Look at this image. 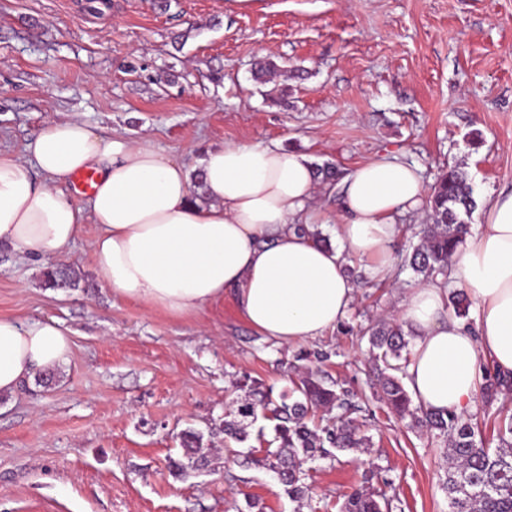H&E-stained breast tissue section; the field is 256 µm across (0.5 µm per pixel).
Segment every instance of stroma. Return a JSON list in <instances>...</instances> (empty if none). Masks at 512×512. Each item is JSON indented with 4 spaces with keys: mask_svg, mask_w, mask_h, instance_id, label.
<instances>
[{
    "mask_svg": "<svg viewBox=\"0 0 512 512\" xmlns=\"http://www.w3.org/2000/svg\"><path fill=\"white\" fill-rule=\"evenodd\" d=\"M278 68L288 102L267 101L256 60ZM77 119L111 138L149 139L198 165L223 143L282 146L340 173L382 152L420 168L425 187L459 166L477 204L512 188V0H0V148L22 154L47 123ZM83 225L60 264L74 289L46 286L51 258L0 249V316L54 318L72 333L51 387L0 399V512H339L382 476L396 512H448L444 446L397 421L376 396L359 329L394 316L411 269L359 276L346 318L319 340L279 346L232 298L186 316L124 301L101 286ZM321 369L372 415L368 447L312 463L296 505L272 472L224 448L233 383L291 388ZM209 440L221 465L178 477L177 437Z\"/></svg>",
    "mask_w": 512,
    "mask_h": 512,
    "instance_id": "1",
    "label": "stroma"
}]
</instances>
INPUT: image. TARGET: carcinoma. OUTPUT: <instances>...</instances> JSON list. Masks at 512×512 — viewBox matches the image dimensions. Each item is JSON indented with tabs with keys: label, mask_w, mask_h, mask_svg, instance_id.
<instances>
[{
	"label": "carcinoma",
	"mask_w": 512,
	"mask_h": 512,
	"mask_svg": "<svg viewBox=\"0 0 512 512\" xmlns=\"http://www.w3.org/2000/svg\"><path fill=\"white\" fill-rule=\"evenodd\" d=\"M432 223L421 229V242L405 254L404 264L424 278L448 273V261L469 233V216L477 203L466 173L451 167L443 173L428 197ZM45 284L51 288H76L80 277L68 267L49 268ZM452 313L459 319L469 315L465 292L450 298ZM368 337L370 351L380 367L381 400L399 419H410L446 447L448 512H512V416L498 425V446L491 450L483 441L477 424L455 414H440L414 402L403 384L410 360V340L402 325L379 319L361 330ZM243 396L236 400L232 419L224 420V438L236 443L250 439L266 442L264 456H252L253 446L244 451L245 459L274 473L284 492L298 503L306 499L305 466L318 457L334 458L336 453L365 448L369 437L364 422L354 417L362 408L348 399V393L335 381L327 382L320 371L309 370L292 381V388L274 394L273 387L248 376L234 383ZM512 393V377L487 372L481 387L486 404ZM323 407L338 410L336 421L321 428L310 426L311 412ZM272 423L273 438L265 440V425ZM181 458L171 467L183 475L211 465L214 454L204 446L203 435L192 428L179 435ZM393 499L381 488L362 487L350 493L340 512H392Z\"/></svg>",
	"instance_id": "cac0c4a2"
}]
</instances>
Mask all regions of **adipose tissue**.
<instances>
[{
  "mask_svg": "<svg viewBox=\"0 0 512 512\" xmlns=\"http://www.w3.org/2000/svg\"><path fill=\"white\" fill-rule=\"evenodd\" d=\"M26 152L24 162L0 149V244L21 256L61 254L92 222L95 271L114 296L182 316L229 294L256 333L284 346L317 339L346 317L356 295L347 256L369 262L377 279L390 275L398 219L425 197L417 169L389 153L345 177L331 214L312 205L318 181L308 156L277 143L207 149L195 169L198 198L184 162L79 120L49 123ZM82 170L97 172L98 183L78 205L65 183ZM319 225L332 228L338 247L314 241ZM451 268L474 302L475 328L449 312L452 282L440 278L410 289L399 319L416 334L406 377L415 400L460 414L474 403L484 363L512 376V191L488 203ZM71 353V332L55 319L0 318V396L66 365Z\"/></svg>",
  "mask_w": 512,
  "mask_h": 512,
  "instance_id": "adipose-tissue-1",
  "label": "adipose tissue"
}]
</instances>
